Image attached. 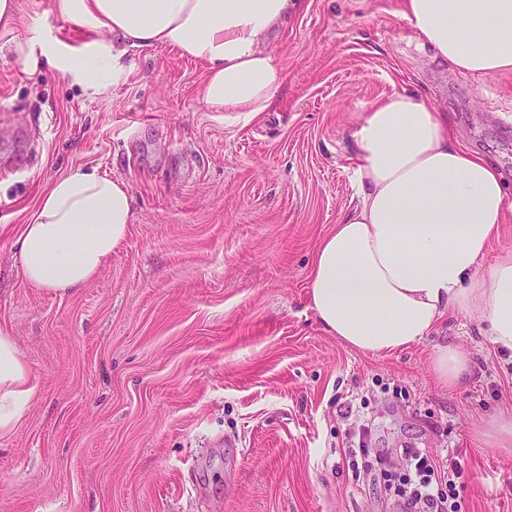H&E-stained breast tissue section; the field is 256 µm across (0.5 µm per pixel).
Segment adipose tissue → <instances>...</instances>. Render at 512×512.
<instances>
[{"label": "adipose tissue", "mask_w": 512, "mask_h": 512, "mask_svg": "<svg viewBox=\"0 0 512 512\" xmlns=\"http://www.w3.org/2000/svg\"><path fill=\"white\" fill-rule=\"evenodd\" d=\"M303 0H52L54 21L85 32L59 46L12 37L16 0H0L6 48L30 73L51 70L98 97L125 80L131 55L156 46L205 63L201 97L212 112L254 120L288 83L266 50ZM399 16L437 58L461 72L512 71V0H401ZM358 204L320 241L310 306L324 330L350 348L380 354L430 336L448 309L486 323L512 352V251L486 264L507 217L505 188L490 162L460 146L439 111L415 94L389 95L353 133ZM126 182L78 168L56 178L15 242L29 287L55 292L90 284L133 222ZM473 358L438 347L432 371L459 383ZM36 391L10 328L0 326V433L13 432Z\"/></svg>", "instance_id": "ef3b65f1"}]
</instances>
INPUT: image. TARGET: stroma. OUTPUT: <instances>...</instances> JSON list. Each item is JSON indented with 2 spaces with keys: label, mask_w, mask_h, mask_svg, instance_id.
<instances>
[{
  "label": "stroma",
  "mask_w": 512,
  "mask_h": 512,
  "mask_svg": "<svg viewBox=\"0 0 512 512\" xmlns=\"http://www.w3.org/2000/svg\"><path fill=\"white\" fill-rule=\"evenodd\" d=\"M396 0H305L268 51L286 69L248 124L208 111L203 62L135 51L128 77L88 97L0 57V325L39 385L0 436V512H385L354 478L347 433L372 447L459 451L462 512H512V451L478 427L512 414V357L449 310L406 350L374 355L310 307L320 240L358 203L351 136L395 92L447 112L501 173L512 208V73L454 70L396 15ZM76 168L124 180L134 221L85 288L28 287L13 243ZM471 354L452 388L438 346Z\"/></svg>",
  "instance_id": "35a3bbf8"
}]
</instances>
